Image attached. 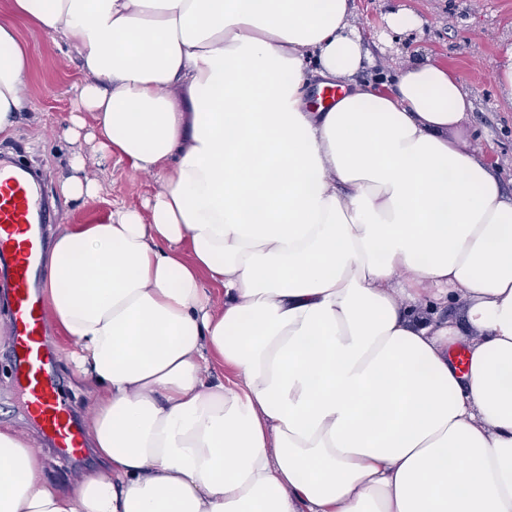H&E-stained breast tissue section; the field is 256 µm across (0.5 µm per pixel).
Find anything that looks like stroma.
Here are the masks:
<instances>
[{
	"label": "stroma",
	"instance_id": "35a3bbf8",
	"mask_svg": "<svg viewBox=\"0 0 512 512\" xmlns=\"http://www.w3.org/2000/svg\"><path fill=\"white\" fill-rule=\"evenodd\" d=\"M351 23L363 47L375 59L365 70L372 77L402 68L419 49L454 72L474 102L448 139L457 148L480 154L493 165L507 195H512V101L502 94L495 70L512 46V0H353ZM405 8L422 21L419 28L393 35L386 24L388 12ZM31 72L26 92L31 111L20 113L14 135L0 144L8 155L36 169L53 198V226L104 222L112 206L140 203L148 181L135 174L127 161L110 158L104 163L88 159L87 171L102 186L100 198L74 201L64 197L60 185L71 176L72 147L64 137L65 117L74 105V87L82 81L77 58L60 39L20 27ZM47 339L55 353L60 389L71 410L85 418L90 396L66 359L70 348L56 324H48ZM0 336V426L35 434L25 424L22 400L13 387V374Z\"/></svg>",
	"mask_w": 512,
	"mask_h": 512
}]
</instances>
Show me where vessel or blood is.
<instances>
[{"label": "vessel or blood", "instance_id": "vessel-or-blood-1", "mask_svg": "<svg viewBox=\"0 0 512 512\" xmlns=\"http://www.w3.org/2000/svg\"><path fill=\"white\" fill-rule=\"evenodd\" d=\"M49 214L41 184L0 157V287L9 303L5 335L12 346L14 383L26 413L45 440L66 456L80 453L82 435L59 391L46 341L48 313L39 288Z\"/></svg>", "mask_w": 512, "mask_h": 512}]
</instances>
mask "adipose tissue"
<instances>
[{"mask_svg": "<svg viewBox=\"0 0 512 512\" xmlns=\"http://www.w3.org/2000/svg\"><path fill=\"white\" fill-rule=\"evenodd\" d=\"M351 14L8 0L0 135L25 24L79 57L68 141L91 114L153 190L46 250L105 468L64 489L0 428V512H512V198L448 140L473 109L449 69L357 81ZM314 80L348 91L315 109ZM451 298L468 332L424 317Z\"/></svg>", "mask_w": 512, "mask_h": 512, "instance_id": "adipose-tissue-1", "label": "adipose tissue"}]
</instances>
